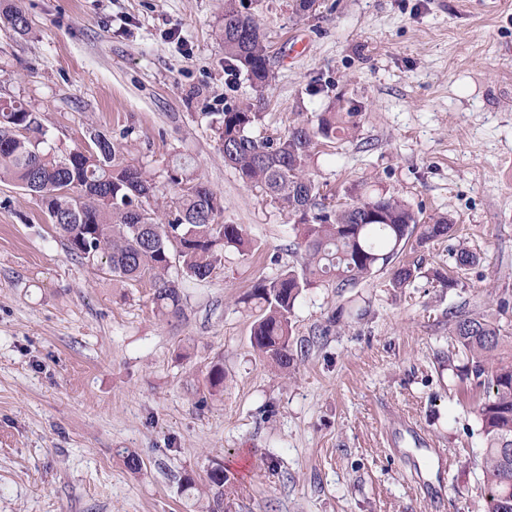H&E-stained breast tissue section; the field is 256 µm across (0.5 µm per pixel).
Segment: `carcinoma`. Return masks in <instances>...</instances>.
Here are the masks:
<instances>
[{
  "mask_svg": "<svg viewBox=\"0 0 512 512\" xmlns=\"http://www.w3.org/2000/svg\"><path fill=\"white\" fill-rule=\"evenodd\" d=\"M0 19L18 32L28 30L26 15L8 4ZM224 55L248 74L253 98L219 113L216 132L224 161L242 182L258 188L293 219L299 267L284 266L260 279L250 299L260 315L250 341L254 349L281 370L290 367L291 315L308 289L327 286L342 294L369 280L398 258L411 238L422 244L451 236L454 225L444 216H421L391 194L358 197L345 205L327 201L311 177L310 166L322 146L355 137L351 112H321L277 137L256 138L252 129L263 119L257 111L272 79L264 36L255 19L241 10L240 0H224L219 29ZM35 115L29 134L15 138L14 127ZM97 156L79 150L61 152L49 143L41 113L15 99L0 100V180H10L36 197L67 252L90 264L105 260L119 280L148 279L152 300L163 316L181 313L180 283L207 278L226 247L244 249L249 240L242 225L224 224L217 194L190 173L192 160L176 159L170 183L175 210L163 223L150 202L157 186L142 168L116 161L112 141L96 135ZM178 267L171 271L172 258ZM419 266L391 268L390 286H411ZM458 353L465 356V375L485 397L476 417L483 440L480 460L483 512H512V354L501 352L503 337L485 316L456 313L449 319ZM209 393L224 388V366L208 371ZM224 466L208 472L211 512H224Z\"/></svg>",
  "mask_w": 512,
  "mask_h": 512,
  "instance_id": "carcinoma-1",
  "label": "carcinoma"
}]
</instances>
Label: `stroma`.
I'll list each match as a JSON object with an SVG mask.
<instances>
[{
	"mask_svg": "<svg viewBox=\"0 0 512 512\" xmlns=\"http://www.w3.org/2000/svg\"><path fill=\"white\" fill-rule=\"evenodd\" d=\"M15 2L29 29L0 24V97L40 112L60 148L109 137L164 212L172 163L191 157L251 247L225 248L163 317L149 281L70 256L39 202L0 181V512H206L196 489L215 462L224 512H482L483 392L455 370L448 316L483 314L512 342V0H316L302 17L246 0L274 73L254 135L342 104L359 129L315 156L321 192H388L455 224L407 244L422 272L408 288L382 269L341 296L304 292L285 371L251 345L249 295L299 257L286 212L225 164L212 124L252 94L217 36L224 0ZM462 245L480 261L441 288L432 273Z\"/></svg>",
	"mask_w": 512,
	"mask_h": 512,
	"instance_id": "35a3bbf8",
	"label": "stroma"
}]
</instances>
